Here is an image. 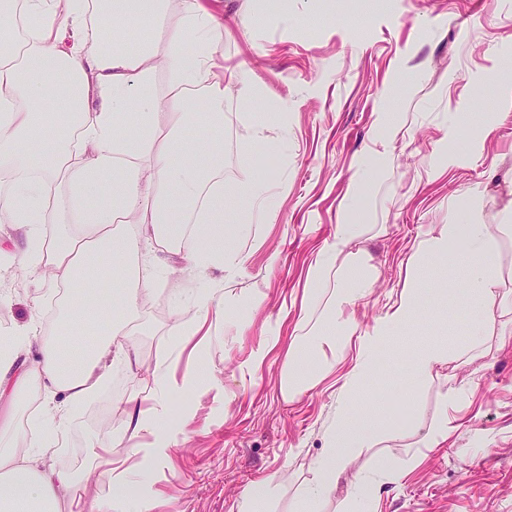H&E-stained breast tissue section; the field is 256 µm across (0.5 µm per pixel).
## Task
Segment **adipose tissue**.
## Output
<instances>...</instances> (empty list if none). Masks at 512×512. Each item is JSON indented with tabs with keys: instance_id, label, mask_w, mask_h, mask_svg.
Returning a JSON list of instances; mask_svg holds the SVG:
<instances>
[{
	"instance_id": "ef3b65f1",
	"label": "adipose tissue",
	"mask_w": 512,
	"mask_h": 512,
	"mask_svg": "<svg viewBox=\"0 0 512 512\" xmlns=\"http://www.w3.org/2000/svg\"><path fill=\"white\" fill-rule=\"evenodd\" d=\"M20 16L29 25L19 50L0 52V215L22 231L27 248L0 249V266L47 269L55 283L75 282L91 268L109 287L101 303H85L79 295L62 311L59 327L75 337L72 349L40 340L32 323L13 330L0 349V400L33 379L46 394L30 434L7 436L0 445V512H60L65 500L70 512H109L107 501L72 497L76 479L70 472L37 468L34 460L49 452L70 410L108 385L114 364L139 363L125 325L151 290L154 270L143 263L129 273L124 267L142 248L174 244L198 274L218 266L234 272L244 257L223 244L224 199L241 196L260 208L268 189L247 173L230 185L221 176L224 67L220 34L202 0H180L175 10L170 0H0L1 32ZM132 18L148 27L167 23L165 49L149 37L128 44L122 23ZM104 30L113 35L111 46L99 39ZM188 40L194 44L189 52L183 49ZM161 63L171 81L159 96L153 80ZM196 98L209 104L201 118L209 136L195 143L176 139ZM50 99L78 113L77 128L48 131L44 108ZM104 172L119 176L108 197L97 187ZM63 184L71 193L69 214L49 239L41 228L56 222ZM190 221L191 233L184 229ZM366 232L363 224L337 225L317 251L300 301L301 320L314 325L292 337L283 356L279 396L288 404L328 379L347 346L355 348L298 512H319L355 457L385 435L376 417L353 419V399L377 371L378 348L419 310L418 267L443 261L449 270L463 269L467 295L487 314L512 306V290L501 289L496 266L500 241L512 226L438 224L415 243L413 269L397 300L370 332L357 334L355 306L375 278L354 246ZM225 302L223 290H214L198 301L192 317L175 319L169 333L176 348L201 347L202 337L223 319ZM35 345L41 358L24 367L20 357Z\"/></svg>"
}]
</instances>
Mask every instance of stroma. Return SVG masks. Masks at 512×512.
Listing matches in <instances>:
<instances>
[{"label":"stroma","mask_w":512,"mask_h":512,"mask_svg":"<svg viewBox=\"0 0 512 512\" xmlns=\"http://www.w3.org/2000/svg\"><path fill=\"white\" fill-rule=\"evenodd\" d=\"M222 34L225 70L247 68L250 83H224V181L241 169L270 189V213L224 201L229 244L245 264L234 275L190 271L167 255L140 315L129 325L139 367L117 366L109 386L74 410L45 468L72 471L78 493L110 498V512H237L248 484L268 479L269 512H295L312 475L338 390L322 384L300 400L278 398L283 349L269 356L258 384L239 365L267 336L297 332L284 303L301 289L314 251L339 224H369L359 248L376 273L356 307L358 333L371 330L397 297L412 247L436 224L512 216V0H209ZM266 127L257 142L253 126ZM279 254L269 266L270 254ZM417 316L386 345L377 376L358 398L377 413L376 394L410 386L413 399L389 425L399 439L357 456L351 471L375 477L378 462L404 467L385 483L377 512H512V342L498 347L504 316L488 320L461 291V274L424 265ZM221 288L237 296L230 326L208 345L171 354L168 329L197 297ZM0 329L36 321L49 338L62 307L59 286L12 267L0 278ZM287 322H280V315ZM486 325V354L455 358L421 382L410 379L414 349L454 345ZM171 355L176 380L191 392L162 399L166 455H130L121 399L154 403L156 360ZM456 400L443 404L447 390ZM448 418V440L417 448L408 433ZM129 467L125 496H110L107 459Z\"/></svg>","instance_id":"stroma-1"}]
</instances>
